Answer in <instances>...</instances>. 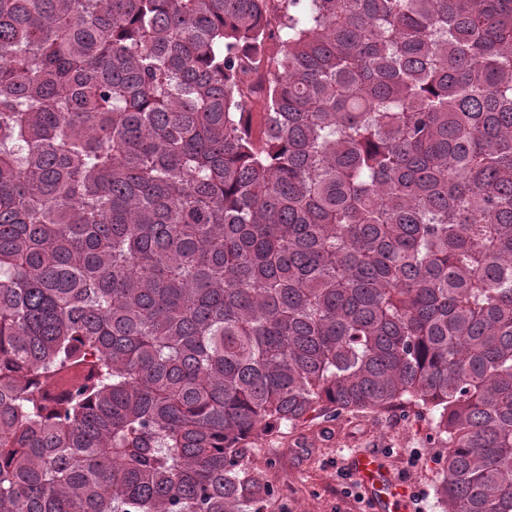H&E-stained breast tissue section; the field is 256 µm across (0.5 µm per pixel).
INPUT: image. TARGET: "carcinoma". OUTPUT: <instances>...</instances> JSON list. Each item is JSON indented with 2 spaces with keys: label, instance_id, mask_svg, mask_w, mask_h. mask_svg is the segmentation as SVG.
<instances>
[{
  "label": "carcinoma",
  "instance_id": "carcinoma-1",
  "mask_svg": "<svg viewBox=\"0 0 512 512\" xmlns=\"http://www.w3.org/2000/svg\"><path fill=\"white\" fill-rule=\"evenodd\" d=\"M398 407L512 512V0H0V512H272L249 439Z\"/></svg>",
  "mask_w": 512,
  "mask_h": 512
}]
</instances>
